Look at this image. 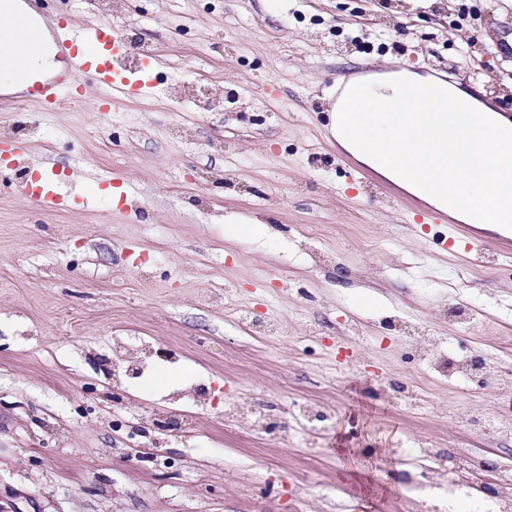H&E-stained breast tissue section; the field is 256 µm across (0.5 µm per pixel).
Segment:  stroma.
Here are the masks:
<instances>
[{"label": "stroma", "mask_w": 512, "mask_h": 512, "mask_svg": "<svg viewBox=\"0 0 512 512\" xmlns=\"http://www.w3.org/2000/svg\"><path fill=\"white\" fill-rule=\"evenodd\" d=\"M38 15L52 32L111 25L156 66H126L146 94L90 85L50 112L0 93V512H448L475 467L512 471V433L487 427L512 424V391L434 367L477 354L512 373V257L488 233L482 271L438 247L448 227L416 223L398 187L369 194L329 131L336 76L409 66L512 115V0H45ZM45 164L70 207L33 205ZM245 314L278 333L252 337ZM142 337L137 374L112 370L113 344ZM241 400L284 435L228 418ZM307 402L324 422L301 420ZM153 410L193 417L159 434L155 463L133 453ZM344 443L380 454L346 469Z\"/></svg>", "instance_id": "obj_1"}]
</instances>
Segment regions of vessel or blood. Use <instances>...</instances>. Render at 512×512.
<instances>
[{
  "instance_id": "obj_1",
  "label": "vessel or blood",
  "mask_w": 512,
  "mask_h": 512,
  "mask_svg": "<svg viewBox=\"0 0 512 512\" xmlns=\"http://www.w3.org/2000/svg\"><path fill=\"white\" fill-rule=\"evenodd\" d=\"M57 47L67 61L65 70L53 80L30 82L27 102L43 108L56 106L62 98L75 97L79 84L77 75H85L112 94L129 97L146 92V85L129 83L122 75L125 45L112 28L95 25L78 33L63 32Z\"/></svg>"
}]
</instances>
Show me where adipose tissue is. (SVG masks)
Instances as JSON below:
<instances>
[{
    "label": "adipose tissue",
    "instance_id": "1",
    "mask_svg": "<svg viewBox=\"0 0 512 512\" xmlns=\"http://www.w3.org/2000/svg\"><path fill=\"white\" fill-rule=\"evenodd\" d=\"M51 33L24 0H0V89L25 90L60 69ZM331 130L362 165L471 224H512V119L465 89L413 70L350 78L334 94Z\"/></svg>",
    "mask_w": 512,
    "mask_h": 512
}]
</instances>
